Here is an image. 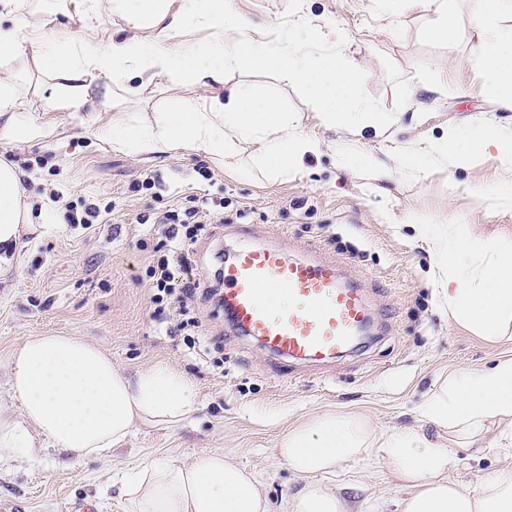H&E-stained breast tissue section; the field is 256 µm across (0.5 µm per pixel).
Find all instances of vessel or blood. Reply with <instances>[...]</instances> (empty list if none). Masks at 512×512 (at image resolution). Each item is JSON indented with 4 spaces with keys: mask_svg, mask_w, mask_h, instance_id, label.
<instances>
[{
    "mask_svg": "<svg viewBox=\"0 0 512 512\" xmlns=\"http://www.w3.org/2000/svg\"><path fill=\"white\" fill-rule=\"evenodd\" d=\"M231 328L291 364H325L370 335L372 309L363 289L334 261L292 257L277 243L240 241L225 251L217 270ZM281 289L289 308L275 307L264 287Z\"/></svg>",
    "mask_w": 512,
    "mask_h": 512,
    "instance_id": "vessel-or-blood-1",
    "label": "vessel or blood"
}]
</instances>
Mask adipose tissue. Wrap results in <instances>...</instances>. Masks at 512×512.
I'll use <instances>...</instances> for the list:
<instances>
[{
  "mask_svg": "<svg viewBox=\"0 0 512 512\" xmlns=\"http://www.w3.org/2000/svg\"><path fill=\"white\" fill-rule=\"evenodd\" d=\"M403 10L431 14L429 39L445 42L458 31L451 0H399ZM48 0H0V48L14 68L46 76V92L25 99L9 80H0V142L37 143L51 130L42 111L73 112L87 102L93 79L108 75L101 106L128 93L129 81L147 88L159 78L190 74L204 87L223 85L227 71L273 70L287 84L301 87L316 117L327 128L342 126L357 134L365 73L350 65L344 37L327 40L303 20L280 27L269 40L255 29L233 0H87L83 18L107 11L120 18L126 35L79 38L66 29L48 30L42 20ZM471 65L491 74L500 89L499 104L512 110V0H470ZM207 33L205 42L185 40L190 30ZM235 33L225 44V33ZM99 134L116 153L157 156L180 149L204 154L243 175L261 172L277 181L319 153V139L302 133L278 103L249 84L228 97L179 105L152 119L132 120L114 113ZM495 150L507 177L491 194L497 206L512 210V127L490 121L472 123L466 132L448 131L424 150L407 152L399 170L418 175L431 166L462 168ZM27 172L0 158V275L15 271L37 231L48 225L30 221ZM415 230L427 241L448 313L488 339L512 327V246L474 235L467 224L424 222ZM9 388L21 417H0V457L51 441L76 460L107 457L136 428L174 427L197 406L190 381L165 362L121 371L97 345L72 336H35L10 359ZM423 415L447 430V445L407 428L374 432L356 414L322 415L291 428L279 454L304 480L289 512H347L345 502L324 483L344 462L376 456L406 486L399 512H512V472H494L473 484L450 480L459 451L480 440L490 420L499 439L512 442V357L493 366L448 376L422 407ZM127 512H270L253 472L229 462L220 452H203L190 463L148 459L123 483Z\"/></svg>",
  "mask_w": 512,
  "mask_h": 512,
  "instance_id": "obj_1",
  "label": "adipose tissue"
}]
</instances>
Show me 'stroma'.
Instances as JSON below:
<instances>
[{"mask_svg": "<svg viewBox=\"0 0 512 512\" xmlns=\"http://www.w3.org/2000/svg\"><path fill=\"white\" fill-rule=\"evenodd\" d=\"M252 24L273 34L304 7L322 32L342 29L347 57L368 79L361 96L388 123L384 134L365 126L350 138L324 128L303 89L268 69L231 71L224 87L204 88L190 77L162 80L138 97L131 112L141 119L223 96L225 87L255 86L277 98L306 134L324 143L303 170L278 181L238 178L211 158L188 151L146 157L112 152L94 134L107 116L91 103L78 112L41 113L53 129L45 141L0 143V157L18 163L33 213L57 211V231L38 237L20 267L0 276V414L19 417L9 390L8 361L28 338L75 336L102 348L127 374L158 360L184 372L197 391L198 409L174 428L144 426L105 459L73 461L37 440L31 458H0V505L13 512H70L90 500L97 512H125L121 476L148 458L190 462L218 450L253 470L270 512H289L303 482L278 454L288 428L326 413L358 412L374 431L441 432L419 407L449 372L477 369L512 356V342L491 344L449 319L440 307L426 242L406 228V218L469 222L475 235L512 244V212L499 211L489 191L502 176L495 156L467 168L433 167L421 177L372 182L342 167L339 152L356 149L366 161L395 165L415 146L441 139L448 128L485 117L512 126V111L498 106L494 78L468 64L472 52L466 0H456L458 36L445 43L426 35L429 15L389 12L381 0H235ZM157 183L138 189L143 179ZM206 199L226 221L211 227L192 248L205 287L216 285L217 249L233 247L241 233L261 242L284 241L290 254L314 251L334 259L357 280L383 324L369 347L326 365H289L229 327L216 301L195 295L189 305L199 322L195 346L167 335L152 318L146 268L167 254L160 214ZM100 209L98 223L73 224V211ZM246 210L236 218V210ZM495 469L512 470V447L478 441L461 454L451 480L473 483ZM349 512H397L400 482L375 458L341 465L326 480Z\"/></svg>", "mask_w": 512, "mask_h": 512, "instance_id": "stroma-1", "label": "stroma"}]
</instances>
